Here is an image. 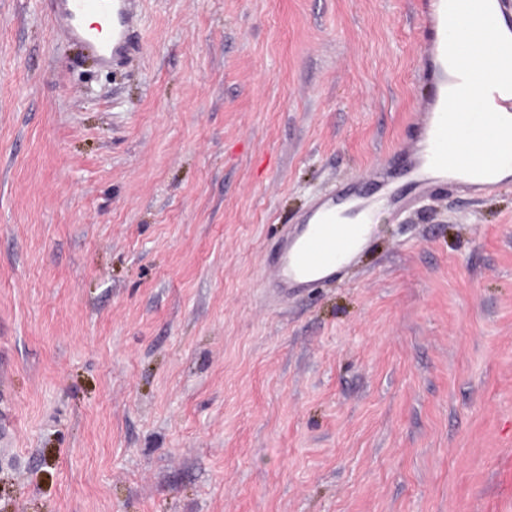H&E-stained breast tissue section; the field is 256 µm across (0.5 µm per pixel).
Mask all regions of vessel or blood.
Wrapping results in <instances>:
<instances>
[{"label":"vessel or blood","instance_id":"vessel-or-blood-1","mask_svg":"<svg viewBox=\"0 0 512 512\" xmlns=\"http://www.w3.org/2000/svg\"><path fill=\"white\" fill-rule=\"evenodd\" d=\"M445 0H416L419 36L417 78L426 93L421 110L399 153L380 160L353 184L317 195L282 239L271 286L288 295L335 281L364 249L381 213L401 216L438 191L452 188L483 195L512 184V169L490 177L432 170L433 139L445 96L460 82L444 56ZM55 27L69 40L83 42L101 64L125 59L137 40L135 0H40ZM98 17L85 25L86 17Z\"/></svg>","mask_w":512,"mask_h":512}]
</instances>
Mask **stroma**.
Returning a JSON list of instances; mask_svg holds the SVG:
<instances>
[{
  "label": "stroma",
  "instance_id": "1",
  "mask_svg": "<svg viewBox=\"0 0 512 512\" xmlns=\"http://www.w3.org/2000/svg\"><path fill=\"white\" fill-rule=\"evenodd\" d=\"M136 12L104 67L0 0V512H512V189L268 286L415 123V0Z\"/></svg>",
  "mask_w": 512,
  "mask_h": 512
}]
</instances>
